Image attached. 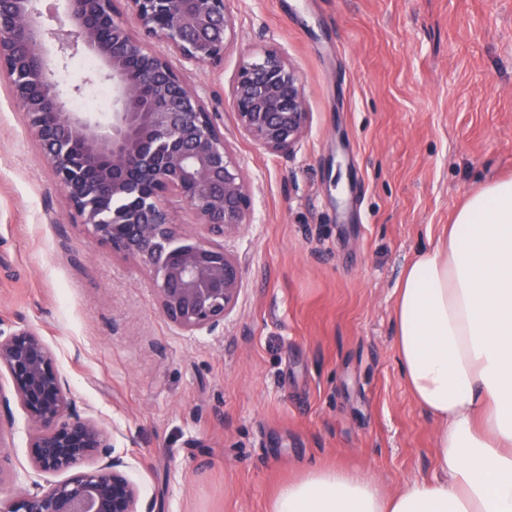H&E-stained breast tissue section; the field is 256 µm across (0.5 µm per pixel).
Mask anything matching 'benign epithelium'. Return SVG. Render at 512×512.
Wrapping results in <instances>:
<instances>
[{"mask_svg":"<svg viewBox=\"0 0 512 512\" xmlns=\"http://www.w3.org/2000/svg\"><path fill=\"white\" fill-rule=\"evenodd\" d=\"M125 4L119 10L117 2ZM39 0L0 12V71L10 79L28 135L49 158L76 223L145 273L160 313L188 335L224 329L242 289L224 237L250 223L253 199L224 129L220 100L189 86L173 64H219L233 36L226 0H62L64 18L45 22ZM97 59L94 77L112 87L102 123L69 110L54 75L68 56ZM240 131L289 154L312 113L297 68L263 45L228 91ZM194 231L174 224V203ZM0 441L24 412L33 474L0 464V512H152L115 454L112 432L77 409L55 355L30 327L0 330ZM64 474L42 485L34 476Z\"/></svg>","mask_w":512,"mask_h":512,"instance_id":"1","label":"benign epithelium"}]
</instances>
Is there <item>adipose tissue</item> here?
<instances>
[{
    "label": "adipose tissue",
    "instance_id": "ef3b65f1",
    "mask_svg": "<svg viewBox=\"0 0 512 512\" xmlns=\"http://www.w3.org/2000/svg\"><path fill=\"white\" fill-rule=\"evenodd\" d=\"M394 321L404 383L438 425L435 478L386 492L371 474L312 469L268 512H512V179L471 195L417 253Z\"/></svg>",
    "mask_w": 512,
    "mask_h": 512
}]
</instances>
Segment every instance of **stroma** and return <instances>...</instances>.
Wrapping results in <instances>:
<instances>
[{
	"instance_id": "1",
	"label": "stroma",
	"mask_w": 512,
	"mask_h": 512,
	"mask_svg": "<svg viewBox=\"0 0 512 512\" xmlns=\"http://www.w3.org/2000/svg\"><path fill=\"white\" fill-rule=\"evenodd\" d=\"M234 37L186 83L226 94L282 48L312 113L292 154L219 123L253 197L224 240L243 287L220 337L159 312L144 273L70 216L0 75V330L35 329L112 431L153 512H267L312 467L431 478L436 424L406 388V266L512 177V0H228Z\"/></svg>"
}]
</instances>
